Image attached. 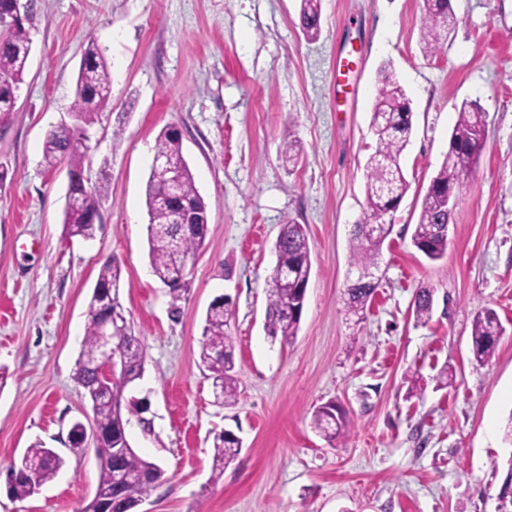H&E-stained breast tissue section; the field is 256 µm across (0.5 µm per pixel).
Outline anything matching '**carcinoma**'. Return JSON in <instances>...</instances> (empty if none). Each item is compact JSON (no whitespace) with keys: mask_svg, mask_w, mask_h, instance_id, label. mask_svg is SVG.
<instances>
[{"mask_svg":"<svg viewBox=\"0 0 512 512\" xmlns=\"http://www.w3.org/2000/svg\"><path fill=\"white\" fill-rule=\"evenodd\" d=\"M422 26L423 52L433 55L442 49L454 32L456 18L449 0H424ZM16 0H0V17L7 19L0 26V122L15 112L14 91L23 82L32 47L30 29L24 22L11 20L9 15ZM300 23L304 35L315 40L321 32L320 0H301ZM111 88V74L102 50L93 40L82 56L76 81L75 98L71 112L81 125H62L50 131L44 143L47 166L66 161L72 172H81L83 152L88 140L87 127L107 101ZM485 111L476 100L465 101L449 141L448 154L437 174L431 179L422 198L421 210L415 224L412 240L415 248L431 261L440 260L448 249V230L452 218L448 215V197L455 195L463 179L473 171L484 147ZM371 128L377 146L367 161L366 198L362 216L353 229L350 253L352 264L362 270L377 264L381 248L390 235L392 215L408 191L409 184L400 165V157L410 141L413 130L412 111L403 88L389 74H383L372 112ZM156 152L169 158L180 172L181 198L169 206L167 196L148 179L146 206L149 258L153 275L169 287L172 299L181 298L186 282H173L177 267L194 261L208 234V208L198 192L181 147L179 132L165 129L159 137ZM101 187L73 183L68 192L64 224L68 237L90 240L95 236V221L99 216ZM189 215L188 223L174 222L172 209ZM276 266L283 274H274L269 284L265 331L272 339L291 343L298 335L302 316V294L307 288L311 272V256L304 226L292 220L283 225L276 246ZM119 261L103 263L88 306L85 337L76 363L74 380L92 403L95 425L100 435L95 450L100 462L98 485L112 488V512H124L130 501L145 498L163 478L161 467L139 456L135 450L116 453L128 441L127 426L130 417L148 409L145 401L125 397L126 389L143 374L145 351L133 329H127V339L121 343L123 369L111 382H100L93 361L99 354V332L109 314L120 315ZM376 285L360 280L348 285L346 306L358 314L372 300ZM433 293L419 288L415 296L414 313L421 320L429 315ZM234 316L229 301H213L207 311L203 328L200 360L210 372L212 385L224 405L237 402L238 385L234 375V340L230 322ZM502 327L492 309L477 313L471 327L472 352L477 365L486 364L494 355ZM313 425L329 439L336 438L348 428L342 412L332 420L323 407L314 411ZM242 446L240 440L222 431L213 438V471L215 481L224 468L234 462ZM21 462L31 471L37 485L53 480L64 466V459L41 441L29 446ZM507 471L497 497L496 512H512V455L506 461ZM7 492L15 500L34 494L31 482L8 477Z\"/></svg>","mask_w":512,"mask_h":512,"instance_id":"cac0c4a2","label":"carcinoma"}]
</instances>
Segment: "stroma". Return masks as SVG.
<instances>
[{
  "label": "stroma",
  "instance_id": "obj_1",
  "mask_svg": "<svg viewBox=\"0 0 512 512\" xmlns=\"http://www.w3.org/2000/svg\"><path fill=\"white\" fill-rule=\"evenodd\" d=\"M457 26L424 55V0H321V34L301 31L300 0H32V52L16 111L0 125V512H81L95 493L94 449L68 432L92 411L74 380L86 306L101 265H121V301L147 356L132 396L150 428L128 438L164 477L143 512H495L512 448V0H451ZM105 52L111 97L89 132L82 170L102 186L90 240L63 232L68 163L46 168L47 133L72 124L88 41ZM403 87L413 133L410 183L360 315L344 292L357 270L350 239L376 148L380 69ZM486 112L485 144L460 189L448 249L412 244L421 198L448 151L463 101ZM176 127L209 214V233L171 315L151 272L146 184L159 135ZM297 164L283 162L286 138ZM307 230L312 270L292 344L265 332L282 224ZM433 292L417 319L418 288ZM235 308L238 401L216 403L201 366L205 314ZM493 309L495 354L472 362L471 327ZM341 405L351 424L330 440L314 410ZM242 440L212 480L215 432ZM65 460L24 500L3 470L34 441Z\"/></svg>",
  "mask_w": 512,
  "mask_h": 512
}]
</instances>
